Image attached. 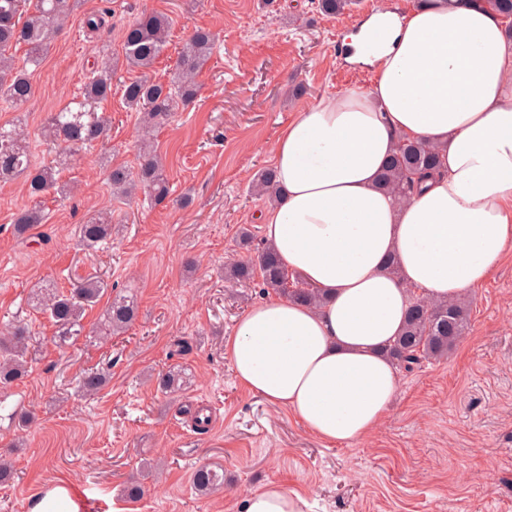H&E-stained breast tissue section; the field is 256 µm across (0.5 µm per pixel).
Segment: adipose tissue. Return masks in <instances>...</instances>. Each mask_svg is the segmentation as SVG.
<instances>
[{"instance_id": "ef3b65f1", "label": "adipose tissue", "mask_w": 512, "mask_h": 512, "mask_svg": "<svg viewBox=\"0 0 512 512\" xmlns=\"http://www.w3.org/2000/svg\"><path fill=\"white\" fill-rule=\"evenodd\" d=\"M379 43L353 36L373 67L364 87L322 97L273 147L283 203L260 220L288 270L324 297L248 310L224 341L240 384L317 439L351 444L382 424L399 384L385 347L410 306L461 298L512 247V34L489 0H424L378 16ZM436 146L439 164L408 197L378 184L397 139ZM395 258L398 274L385 269ZM244 512H308L270 482Z\"/></svg>"}]
</instances>
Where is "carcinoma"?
Here are the masks:
<instances>
[{"label":"carcinoma","mask_w":512,"mask_h":512,"mask_svg":"<svg viewBox=\"0 0 512 512\" xmlns=\"http://www.w3.org/2000/svg\"><path fill=\"white\" fill-rule=\"evenodd\" d=\"M29 0H0V105L18 108L32 97V86L25 68L15 66L11 48L27 47L29 61L38 62L48 52L54 34L78 9L79 0H34L24 22L18 17ZM354 0H316L317 8L326 15L336 16L353 5ZM169 17L159 12L144 11L122 33L123 63L139 71V76L125 83L122 98L126 107L142 113L141 162L136 173L122 165L108 166V180L112 194L130 197L139 189L150 193L157 204L170 196L169 179L165 165L151 140L153 130L166 124L179 104L196 97L194 76L210 60L215 35L206 29H197L180 53L177 72L169 84L152 79L157 59L167 45ZM112 95V58H101L96 69L82 88V99L76 106H66L48 113L42 126L45 140L66 145L65 156L51 165L32 166L26 149V134L22 125L10 129L0 126V183L24 178L28 196L36 203L16 213L14 234L30 238V232L44 223L45 215L39 203L53 194L67 198L72 194L70 182L61 178V172L72 152L109 136L111 120L98 111L99 105ZM435 147L407 139L397 141L395 150L379 174L378 184L403 197L414 190L416 177L430 171L437 164ZM253 188L265 193L274 202L279 196L273 169L262 171ZM80 242L84 250H94L112 237V217L105 212L90 216L80 225ZM260 274L262 286L280 292L294 302L316 304L320 292L298 281L289 282L288 270L282 265L274 248L267 244L256 259L235 263L225 270L229 281L242 282ZM107 283L97 277L83 278L67 291L57 288H36L30 296L32 306L46 314L54 326L53 340L59 347L70 346L85 331L84 318L105 293ZM136 299L118 292L107 301L100 317L98 335L105 338L126 331L136 320ZM470 319V308L462 300L446 303H428L412 299L404 327L386 349V354L397 366L410 370L423 360H438L446 355L464 335ZM28 327L20 322L11 324L0 336V389L23 378L28 365ZM184 383L180 369H170L158 375L157 386L164 392H175ZM106 385L105 375L88 372L81 380L85 395L94 396ZM194 487L201 493H210L224 485V473L210 466L198 468L193 477Z\"/></svg>","instance_id":"carcinoma-1"}]
</instances>
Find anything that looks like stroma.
I'll return each mask as SVG.
<instances>
[{
    "mask_svg": "<svg viewBox=\"0 0 512 512\" xmlns=\"http://www.w3.org/2000/svg\"><path fill=\"white\" fill-rule=\"evenodd\" d=\"M403 13L416 0H357L336 17L313 0H82L39 65L27 67L33 96L23 110L0 107V126L22 123L35 163L62 152L44 140L47 113L79 94L96 51L122 55V31L142 11L171 19L168 44L152 76L169 82L194 30L217 45L196 77L198 92L153 132L172 186L168 201L113 197L101 163L139 167L141 124L121 99L134 74L118 67L108 140L80 151L62 173L67 199L43 198L47 221L38 238L18 239L15 214L30 206L23 180L0 184V331L28 322L31 368L0 402V454L15 477L0 483V512H32L57 486L81 500L79 512H243L246 495L270 481L307 496L312 512H512V250L488 281L467 292L468 328L439 361L401 372L383 424L362 441L328 445L286 410L242 387L224 357L237 320L267 299L260 280L230 283L226 264L247 261L266 242L251 192L259 169L271 167L281 128L318 98L371 83L369 66L350 64L343 39L357 31L362 4ZM109 7L111 32L88 30V15ZM108 211L117 229L90 254L78 245L89 215ZM248 225L253 249L241 248ZM95 274L133 293L135 323L122 335L92 338L103 305L84 320L85 336L61 349L45 315L28 303L32 288L66 290ZM189 341L181 352L178 341ZM178 366L190 381L173 394L157 388L159 372ZM108 382L81 397L84 373ZM26 411L18 429L8 415ZM202 408L207 432H194L184 408ZM223 468L224 485L202 496L192 474ZM146 488L137 501L123 489Z\"/></svg>",
    "mask_w": 512,
    "mask_h": 512,
    "instance_id": "stroma-1",
    "label": "stroma"
}]
</instances>
